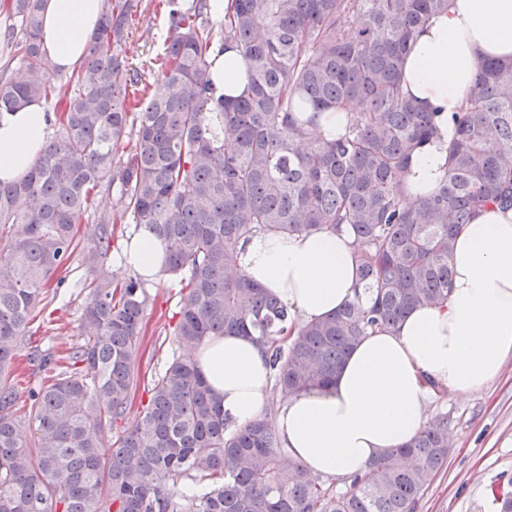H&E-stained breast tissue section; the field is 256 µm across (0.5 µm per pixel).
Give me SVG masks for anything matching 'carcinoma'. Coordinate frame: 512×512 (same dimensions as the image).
I'll use <instances>...</instances> for the list:
<instances>
[{"mask_svg": "<svg viewBox=\"0 0 512 512\" xmlns=\"http://www.w3.org/2000/svg\"><path fill=\"white\" fill-rule=\"evenodd\" d=\"M42 6L3 3L4 38L26 76L0 79V113L32 99L61 110L31 170L0 183V512H416L448 459L446 415L370 463L345 493L284 461L271 415L226 433L221 401L187 352L154 377L147 404L122 425L148 304L136 277L88 284L89 336L23 402L14 358L43 290L64 282L91 194L117 182L121 212L100 218L83 247L88 268L111 254L116 224L129 215L164 244L165 273L184 282L179 343L252 333L271 350L274 392L328 386L368 329L448 297L455 236L475 208L512 206V61L480 65L454 116L447 178L408 203L402 178L433 125L432 113L401 92V62L448 0H228L218 32L206 21L210 0H167L162 74L137 112L125 52L130 0H103L69 92L52 82ZM230 45L250 90L216 99L209 59ZM336 107L351 116L331 141L298 117ZM214 122L220 142L210 136ZM129 145L127 165L116 163ZM343 224L360 244L372 304L308 323L289 342L286 310L241 272L238 244L261 230ZM114 429L107 448L100 435ZM186 480L201 491L183 492Z\"/></svg>", "mask_w": 512, "mask_h": 512, "instance_id": "carcinoma-1", "label": "carcinoma"}]
</instances>
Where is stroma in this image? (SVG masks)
Segmentation results:
<instances>
[{"instance_id":"35a3bbf8","label":"stroma","mask_w":512,"mask_h":512,"mask_svg":"<svg viewBox=\"0 0 512 512\" xmlns=\"http://www.w3.org/2000/svg\"><path fill=\"white\" fill-rule=\"evenodd\" d=\"M133 22L126 55L139 85L159 76L157 57L163 50L167 21L161 0H131ZM114 259L87 268L82 252H75L58 291H45L30 324L17 360L20 393L38 387L44 373L33 363L36 352L64 355L84 339L83 310L87 280H108L119 273ZM150 301L141 325L137 363L140 368H162L179 345L173 334L182 294L172 277L150 283ZM429 416L448 418L452 447L448 459L420 499L416 512H498V498L512 494V358L500 378L484 391L464 399L438 397Z\"/></svg>"}]
</instances>
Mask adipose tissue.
Listing matches in <instances>:
<instances>
[{
  "instance_id": "1",
  "label": "adipose tissue",
  "mask_w": 512,
  "mask_h": 512,
  "mask_svg": "<svg viewBox=\"0 0 512 512\" xmlns=\"http://www.w3.org/2000/svg\"><path fill=\"white\" fill-rule=\"evenodd\" d=\"M101 0H44L40 39L55 67L76 71L98 26ZM512 59V0H449L409 43L403 93L434 115L436 132L410 156L407 200L432 193L448 171L453 115L472 94L481 62ZM213 95L234 98L248 83L237 50L219 54ZM54 115L33 100L0 114V181L27 173L41 155ZM359 247L349 230L258 232L238 246L242 272L288 309L289 334L371 295L357 275ZM142 278L164 275L165 248L140 227L122 248ZM448 298L406 313L395 328L370 330L333 384L279 403L276 433L291 463L309 478L365 472L387 450L421 431L434 395L460 399L496 382L512 357V207L488 206L456 235ZM196 367L220 400L230 430L262 418L274 384L266 346L242 333L204 339Z\"/></svg>"
}]
</instances>
